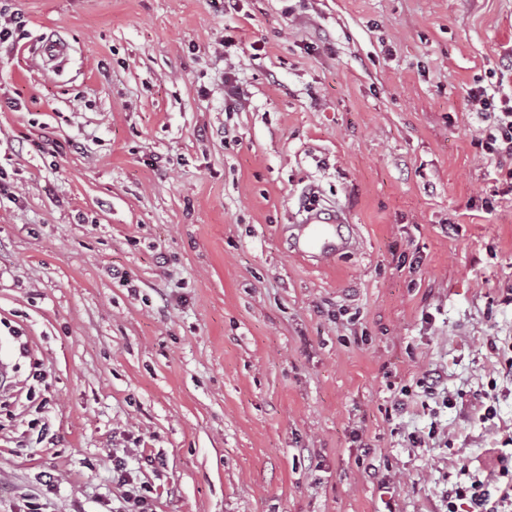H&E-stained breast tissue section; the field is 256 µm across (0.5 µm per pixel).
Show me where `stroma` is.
I'll return each mask as SVG.
<instances>
[{"label": "stroma", "mask_w": 512, "mask_h": 512, "mask_svg": "<svg viewBox=\"0 0 512 512\" xmlns=\"http://www.w3.org/2000/svg\"><path fill=\"white\" fill-rule=\"evenodd\" d=\"M0 13L25 20L0 44L17 193L0 199V358L19 380L42 362L50 435L0 418V512H105L119 458L153 512H440L462 470L494 466L512 435V185L465 97L478 77L512 86V0ZM311 206L352 239L324 263L293 249ZM429 369L452 392L496 382V418L396 415L395 386Z\"/></svg>", "instance_id": "stroma-1"}]
</instances>
